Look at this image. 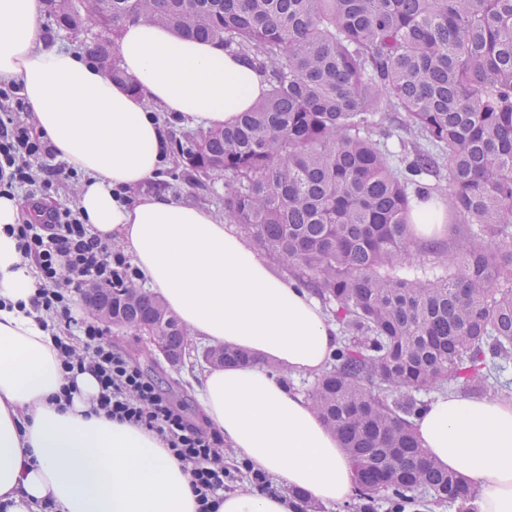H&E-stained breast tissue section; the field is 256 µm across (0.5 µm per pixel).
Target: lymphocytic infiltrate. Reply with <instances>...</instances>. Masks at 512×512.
<instances>
[{
    "instance_id": "f902f5d3",
    "label": "lymphocytic infiltrate",
    "mask_w": 512,
    "mask_h": 512,
    "mask_svg": "<svg viewBox=\"0 0 512 512\" xmlns=\"http://www.w3.org/2000/svg\"><path fill=\"white\" fill-rule=\"evenodd\" d=\"M19 90L16 83L0 84V193L20 185L33 195H46L79 174L57 160L53 146L36 133ZM35 213L34 219L9 225L7 231L37 272L32 308L58 319L51 337L64 383L54 402L63 410L72 406L80 393L78 376L92 374L99 385L97 409L160 437L164 447L189 467L198 512H218L236 473L224 462L223 437L192 423L153 379L114 346L102 320L90 315L76 321L71 316L76 296L86 285L124 284L137 280V271L124 254L82 222L75 204L39 207ZM74 322L79 325L78 335H63V325Z\"/></svg>"
}]
</instances>
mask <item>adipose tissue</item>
<instances>
[{
	"label": "adipose tissue",
	"mask_w": 512,
	"mask_h": 512,
	"mask_svg": "<svg viewBox=\"0 0 512 512\" xmlns=\"http://www.w3.org/2000/svg\"><path fill=\"white\" fill-rule=\"evenodd\" d=\"M118 52L123 83L49 39L42 0H0V82L20 85L37 133L82 173L75 203L84 223L131 255L191 336L253 356L201 376L212 427L279 485L324 505L346 502L352 458L277 376L319 375L335 325L214 212L161 194L124 196L161 170L167 138L149 105L188 127L217 128L264 97L265 77L217 42L144 21L126 24ZM23 218L17 197L0 195V503L7 512H38L48 498L58 512H196L187 468L154 433L91 414L93 375L78 376L71 408L51 403L57 353L30 305L36 279L5 231ZM415 433L433 461L477 491L481 512H512V400L448 392ZM219 512H289V504L247 490L226 495Z\"/></svg>",
	"instance_id": "1"
}]
</instances>
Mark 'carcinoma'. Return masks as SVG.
Segmentation results:
<instances>
[{
  "label": "carcinoma",
  "mask_w": 512,
  "mask_h": 512,
  "mask_svg": "<svg viewBox=\"0 0 512 512\" xmlns=\"http://www.w3.org/2000/svg\"><path fill=\"white\" fill-rule=\"evenodd\" d=\"M45 3L119 82L118 39L139 19L216 41L265 76L266 95L234 125L177 143L188 175L224 177V219L339 325L307 399L355 462L358 512L377 501L405 512L423 495L477 512L475 490L429 459L414 421L422 390L512 394V0ZM433 200L463 226L448 251L413 235V211ZM417 254L432 257L425 279ZM112 291V325L161 336L184 359L188 333L158 297ZM209 352L213 366L251 360Z\"/></svg>",
  "instance_id": "carcinoma-1"
}]
</instances>
